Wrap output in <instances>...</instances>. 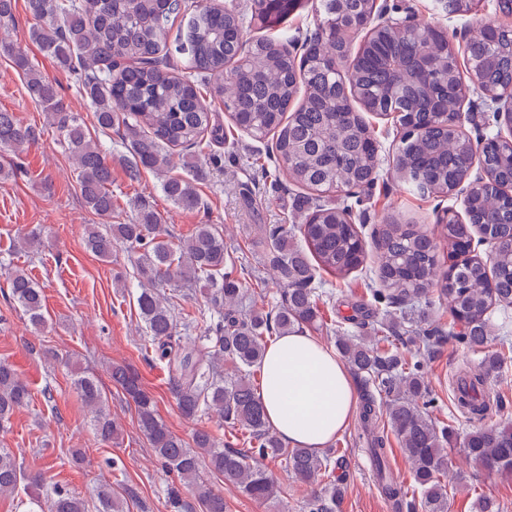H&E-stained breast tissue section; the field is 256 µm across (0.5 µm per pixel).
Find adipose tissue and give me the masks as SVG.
<instances>
[{
  "label": "adipose tissue",
  "mask_w": 512,
  "mask_h": 512,
  "mask_svg": "<svg viewBox=\"0 0 512 512\" xmlns=\"http://www.w3.org/2000/svg\"><path fill=\"white\" fill-rule=\"evenodd\" d=\"M261 371L268 419L290 447L322 450L348 426L357 401L351 374L307 332L277 337Z\"/></svg>",
  "instance_id": "adipose-tissue-1"
}]
</instances>
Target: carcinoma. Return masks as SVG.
Segmentation results:
<instances>
[{
  "label": "carcinoma",
  "instance_id": "obj_1",
  "mask_svg": "<svg viewBox=\"0 0 512 512\" xmlns=\"http://www.w3.org/2000/svg\"><path fill=\"white\" fill-rule=\"evenodd\" d=\"M300 2L251 0L250 12L240 13L214 2L194 9L186 0H26L34 20L30 39L77 77L101 129L124 130V144L132 156L129 179L152 171L161 177V191L174 207H199L197 184L209 177V171L188 161L187 175L169 174L170 150L202 149L224 140V129L213 124L202 93L207 89L223 98L237 128L258 139L271 138V149L281 157L289 177L313 195L302 223L269 230L270 266L280 286L273 312L241 313L240 282L224 252V235L214 224L197 225L175 245L162 216L142 200L135 204L131 222L85 229L86 248L99 258L111 257L121 244L136 250L138 330L145 347L166 363L182 415L196 420L215 413L248 433L246 450L224 448L205 428L195 429L187 442L162 423L153 397L135 374L112 368V382L133 402L139 429L170 478L169 512H225L224 496L201 477L204 467L258 501L276 500L277 484L265 460L284 463L295 481L316 486L304 502L305 512H336L345 493L334 475L333 452L285 446L267 419L252 377L261 367L266 336L301 330L319 320L321 283L316 281V269L342 275L366 263L359 230L346 219L349 206L321 201L339 186L356 189L370 184L379 163L361 113L338 108L347 91L355 90L376 111L411 117L414 132L401 136L395 156V168L407 185L424 194H448L473 167L470 142L454 134L443 115V110L456 107L459 82L447 70L428 81L417 75L421 54L442 50L429 30L422 28L414 36L382 32L366 45L351 70L338 72L324 59L346 56L350 30L343 19L360 14L364 4L320 0L323 45H306L308 65L303 71H296L294 56L283 44L266 39L244 43V21L275 29L288 22ZM480 2L445 0V7L450 13L467 14L478 11ZM177 18L180 24L174 31ZM469 50L482 86L512 89V31L481 28ZM0 53L21 71L29 98L46 113L49 127L74 161L85 205L99 216L111 215L112 156L87 137L82 117L64 106L55 85L30 66L22 51L0 40ZM171 54L182 58L176 73L167 71ZM35 139L34 129L21 125L13 113L0 111L1 150L20 154ZM482 162L497 181L472 195L466 221L448 219L441 235L448 256L456 257L468 251L472 232L478 231L495 245L489 261L473 256L452 264L440 276L432 237L395 220L384 225L378 239L379 287L372 289L378 304L371 324L374 335L344 333L337 340L341 357L382 395L378 405L370 398L364 401L360 421L387 499H402L404 490L388 466L387 437L379 431L380 421H387L412 465L422 499L419 504L410 502V512H448L447 445L453 436L425 412L430 399L420 361L397 349H381L379 341L381 333L397 324V311L420 304L432 288L448 301L460 326L456 337L475 350L493 336L496 310L512 306V197L503 189L512 183V149L487 147ZM294 232L304 245L291 243ZM9 281L13 301L34 327L44 326L43 295L33 279L15 269ZM173 281L203 288L211 306L203 319V335L179 333L178 325L188 330L195 322L190 315L180 321L177 300L164 290ZM439 340L438 330L429 328L409 337L424 352ZM226 362L234 367L230 374L224 372ZM501 366L500 356L486 355L481 370L457 372L452 385L464 418L478 424L463 437L466 460L512 475V427L482 425L500 412L486 385ZM73 385L99 440L118 438L121 426L98 378L80 374ZM29 400L27 384L11 364L0 361V428L7 427ZM21 491L35 506L31 512L41 507L43 497L49 512H85L82 499L60 486L44 489L41 475L26 474L23 462L0 448V497H15ZM186 492L192 500L184 497ZM98 500L101 512H122L111 488H102Z\"/></svg>",
  "mask_w": 512,
  "mask_h": 512
}]
</instances>
